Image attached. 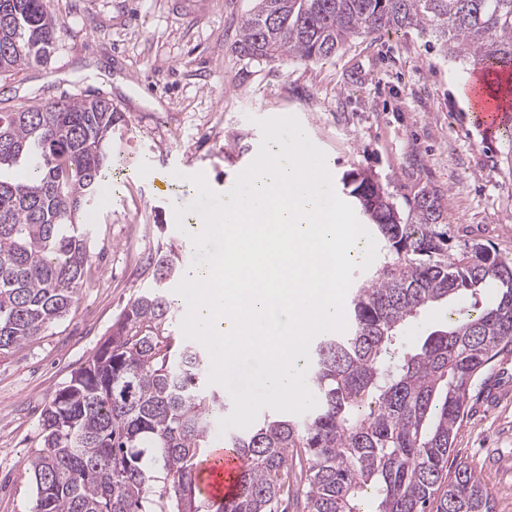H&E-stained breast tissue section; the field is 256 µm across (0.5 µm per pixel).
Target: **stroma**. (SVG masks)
I'll return each instance as SVG.
<instances>
[{
  "label": "stroma",
  "mask_w": 512,
  "mask_h": 512,
  "mask_svg": "<svg viewBox=\"0 0 512 512\" xmlns=\"http://www.w3.org/2000/svg\"><path fill=\"white\" fill-rule=\"evenodd\" d=\"M254 0H56L60 37L45 65L0 73V111L24 101H109L119 189L80 222L92 258L66 315L0 353V512H30L27 460L53 392L111 336L153 283L148 255L194 247L175 226L203 174L227 193L255 158L257 119L296 115L335 178L372 172L398 207L439 193L448 223L512 258V137L485 142L466 124L459 88L471 67L444 58L417 29L353 39L330 59L276 64L243 56L239 28ZM453 458L467 462L512 512V395L488 406L474 390Z\"/></svg>",
  "instance_id": "stroma-1"
}]
</instances>
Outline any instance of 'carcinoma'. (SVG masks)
<instances>
[{
    "mask_svg": "<svg viewBox=\"0 0 512 512\" xmlns=\"http://www.w3.org/2000/svg\"><path fill=\"white\" fill-rule=\"evenodd\" d=\"M420 28L441 52L501 88L512 78V0H256L236 48L268 62H319L352 39ZM58 39L51 0H0V71L46 63ZM119 113L102 99L0 112V352L44 332L79 293L90 245L75 223L112 180ZM388 261L353 289L349 328L315 338L299 416L267 414L224 438L248 461L238 493L203 496L194 469L213 443L224 397L208 388L207 354L175 336L170 284L182 259L148 257L153 285L136 297L93 358L43 410L41 448L27 460L31 512H494L473 469L448 458L470 391L512 351V259L463 240L448 252L435 193L402 215L371 174H348ZM497 288L410 351L421 311Z\"/></svg>",
    "mask_w": 512,
    "mask_h": 512,
    "instance_id": "1",
    "label": "carcinoma"
}]
</instances>
